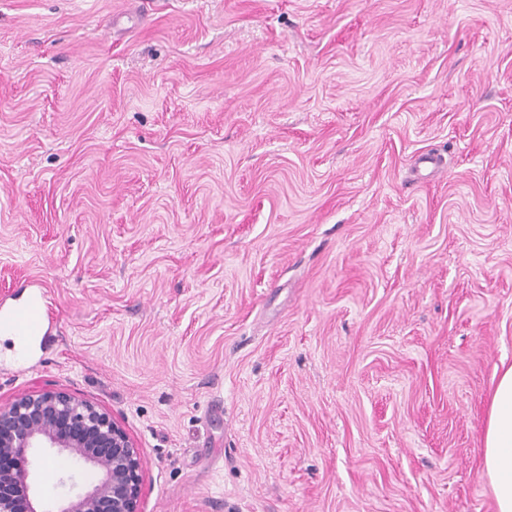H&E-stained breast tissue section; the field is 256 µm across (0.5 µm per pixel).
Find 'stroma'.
<instances>
[{"label": "stroma", "mask_w": 512, "mask_h": 512, "mask_svg": "<svg viewBox=\"0 0 512 512\" xmlns=\"http://www.w3.org/2000/svg\"><path fill=\"white\" fill-rule=\"evenodd\" d=\"M35 281L0 404L108 412L143 512H495L512 0H0V306ZM33 304L18 305L11 309L0 310V331L13 336H41L46 325L51 323V313L43 301V294L32 296ZM3 314L6 316L2 317Z\"/></svg>", "instance_id": "obj_1"}]
</instances>
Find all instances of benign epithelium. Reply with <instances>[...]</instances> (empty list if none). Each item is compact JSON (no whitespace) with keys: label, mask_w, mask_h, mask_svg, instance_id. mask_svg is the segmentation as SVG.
Instances as JSON below:
<instances>
[{"label":"benign epithelium","mask_w":512,"mask_h":512,"mask_svg":"<svg viewBox=\"0 0 512 512\" xmlns=\"http://www.w3.org/2000/svg\"><path fill=\"white\" fill-rule=\"evenodd\" d=\"M55 448L95 470L99 479L59 510L30 497L29 472L0 467V512H142L143 460L107 412L65 391L25 393L0 405V461Z\"/></svg>","instance_id":"1"}]
</instances>
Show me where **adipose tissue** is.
Wrapping results in <instances>:
<instances>
[{"instance_id": "adipose-tissue-1", "label": "adipose tissue", "mask_w": 512, "mask_h": 512, "mask_svg": "<svg viewBox=\"0 0 512 512\" xmlns=\"http://www.w3.org/2000/svg\"><path fill=\"white\" fill-rule=\"evenodd\" d=\"M483 448L496 512H512V365L501 369L491 393Z\"/></svg>"}]
</instances>
